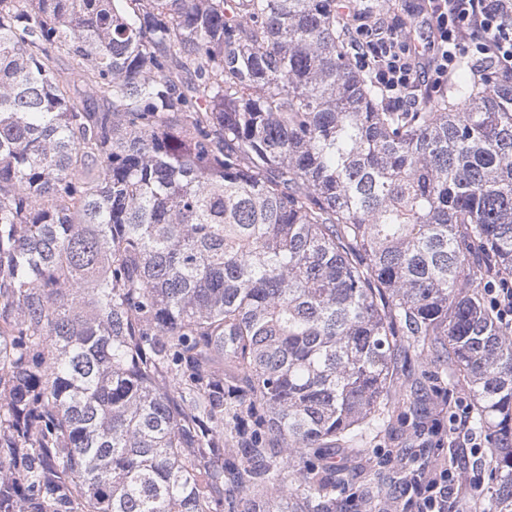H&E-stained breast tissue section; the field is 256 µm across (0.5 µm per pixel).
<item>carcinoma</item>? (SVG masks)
I'll return each mask as SVG.
<instances>
[{
	"label": "carcinoma",
	"mask_w": 512,
	"mask_h": 512,
	"mask_svg": "<svg viewBox=\"0 0 512 512\" xmlns=\"http://www.w3.org/2000/svg\"><path fill=\"white\" fill-rule=\"evenodd\" d=\"M352 42L336 0H0V512H344L403 347L414 437L468 383L512 512V78L391 112ZM486 299L496 312L498 320L510 332L512 330V281L505 279L485 288ZM430 365L413 350H405L397 356V368L394 372V379L402 382L405 379H412L423 373L424 370H429Z\"/></svg>",
	"instance_id": "obj_1"
}]
</instances>
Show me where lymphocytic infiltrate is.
Here are the masks:
<instances>
[{
    "instance_id": "obj_1",
    "label": "lymphocytic infiltrate",
    "mask_w": 512,
    "mask_h": 512,
    "mask_svg": "<svg viewBox=\"0 0 512 512\" xmlns=\"http://www.w3.org/2000/svg\"><path fill=\"white\" fill-rule=\"evenodd\" d=\"M421 25L428 34L417 48L404 40H373L365 28L353 41L357 63L371 69L392 111H417L425 94L447 87L466 57L512 75V0H430ZM457 467L452 459L435 468L418 489L417 512H450L464 490Z\"/></svg>"
}]
</instances>
